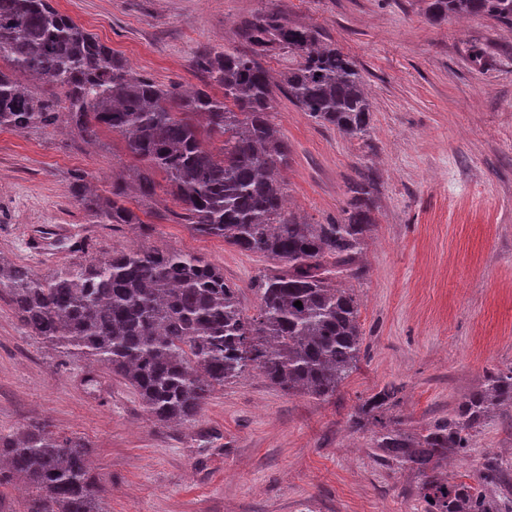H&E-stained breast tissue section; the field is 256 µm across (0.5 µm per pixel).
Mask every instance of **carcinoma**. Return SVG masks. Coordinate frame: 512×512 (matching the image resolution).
Returning <instances> with one entry per match:
<instances>
[{
  "mask_svg": "<svg viewBox=\"0 0 512 512\" xmlns=\"http://www.w3.org/2000/svg\"><path fill=\"white\" fill-rule=\"evenodd\" d=\"M424 3L432 22L483 15L512 26V0ZM319 36L275 13L257 15L242 29L244 49L196 60L224 95L198 88L178 97L134 72L52 0H0V59L53 89L48 94L0 71V128L44 129L63 115L89 142L109 130L144 163L137 173L141 200L154 195L161 172L193 231L282 263L252 284L259 299L252 316L244 314L241 288L221 269L181 251L116 250L50 277L0 266V288L25 325L123 378L161 424L194 421L215 387L254 369L286 394L323 399L359 360V303L340 283L365 274L360 257L376 223V180L368 175L350 185L345 217L333 224H306L285 210L281 172L291 149L272 120L264 66L276 50L298 53L302 62L283 77L288 98L316 123L363 136L370 121L363 76L338 49L320 46ZM194 115L222 137L219 151L205 145ZM72 195L96 224L142 223L120 181L104 197L76 176ZM399 393L383 388L354 423L376 427L374 448L383 460L423 477L425 512H512V499L500 504L439 471L444 460L466 456L473 432L493 411L512 410V368L490 373L416 435L385 415ZM90 454L81 439L44 424L0 433V485L22 480L31 490L27 512H103Z\"/></svg>",
  "mask_w": 512,
  "mask_h": 512,
  "instance_id": "cac0c4a2",
  "label": "carcinoma"
}]
</instances>
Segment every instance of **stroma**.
<instances>
[{
    "label": "stroma",
    "instance_id": "1",
    "mask_svg": "<svg viewBox=\"0 0 512 512\" xmlns=\"http://www.w3.org/2000/svg\"><path fill=\"white\" fill-rule=\"evenodd\" d=\"M138 73L179 92L203 87L198 54L238 49V29L275 11L320 31L360 69L372 107L366 137L318 125L281 80L300 58L268 57L273 120L293 153L282 176L289 210L310 224L342 215L359 171L378 176L359 301L364 354L336 395L285 394L257 371L216 389L196 421L155 422L121 378L36 336L0 299V432L28 422L92 450L103 512H423L421 478L379 462L358 406L401 386L387 415L414 431L447 415L487 371L512 366V27L470 18L435 25L422 0H54ZM141 163L109 133L87 144L65 122L0 129V257L49 275L129 246L205 257L242 290L275 270L183 224L160 185L129 197L137 224H93L70 194L74 174L107 193ZM44 238L50 254L26 246ZM497 457L512 483V426L489 419L468 455L443 464L469 482Z\"/></svg>",
    "mask_w": 512,
    "mask_h": 512
}]
</instances>
